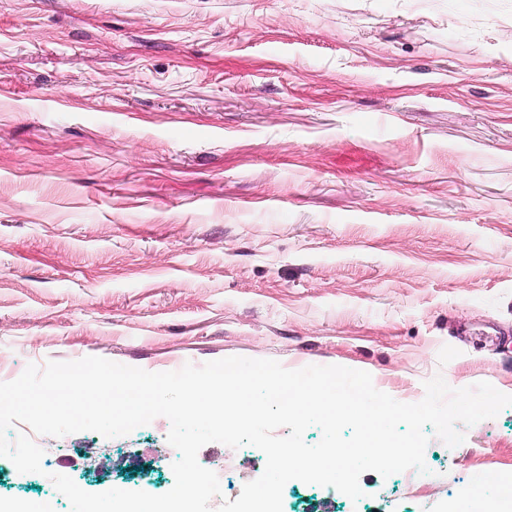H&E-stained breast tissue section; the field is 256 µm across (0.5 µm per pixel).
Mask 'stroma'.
<instances>
[{"label": "stroma", "instance_id": "35a3bbf8", "mask_svg": "<svg viewBox=\"0 0 512 512\" xmlns=\"http://www.w3.org/2000/svg\"><path fill=\"white\" fill-rule=\"evenodd\" d=\"M102 357L442 375L512 395V0H0V382ZM159 417L54 438L83 490L174 484ZM426 479L283 512H512V407ZM236 500L259 450L198 453ZM49 487L0 460V512Z\"/></svg>", "mask_w": 512, "mask_h": 512}]
</instances>
